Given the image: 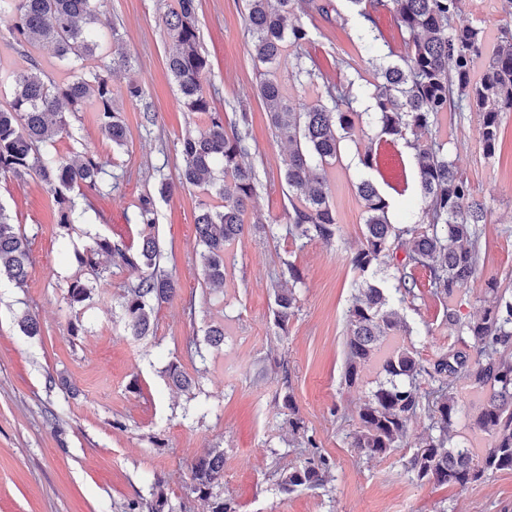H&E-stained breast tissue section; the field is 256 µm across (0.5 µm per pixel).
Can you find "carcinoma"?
<instances>
[{
  "instance_id": "1",
  "label": "carcinoma",
  "mask_w": 512,
  "mask_h": 512,
  "mask_svg": "<svg viewBox=\"0 0 512 512\" xmlns=\"http://www.w3.org/2000/svg\"><path fill=\"white\" fill-rule=\"evenodd\" d=\"M99 0H0V13L11 12L13 39L31 48L48 45L56 58L78 73L57 83L46 81L38 63L12 72L10 99L0 103V176L23 178L35 174L52 194L57 223L63 229L81 223L72 193L107 186L106 165L86 151L70 160L49 157L46 148L69 134L68 114L87 103L98 110L100 129L112 145L127 144V127L112 94L108 70L88 64L99 44L92 30ZM377 33L375 14L389 12L401 33L408 35L407 53L400 63L374 73L371 98L374 111L356 112L350 87L353 82L325 85L333 103L294 104L284 85L271 71L263 74L259 96L276 137L291 150L284 161L283 180L291 210L287 234L295 240L331 241L339 227L330 201L329 168L341 157V145L352 139L358 125L370 122L380 132L402 140L414 152L421 192L418 220L391 222L389 200L369 179L357 184L363 202L361 246L350 259L361 278L358 295L347 314L344 382L352 386L376 366L382 377L361 407L358 428L350 434V447L364 456L386 455L401 447L408 422L421 414L429 421L428 434L415 448L407 470L420 482L465 488L492 473L512 471V296L489 283L493 300L476 320L462 322L447 308L448 329L455 341L448 350L424 364L411 346L384 348L392 336H410L397 305L418 298L414 271L429 272L428 292L452 300L476 274L481 254L479 224L484 204L475 200L469 181L448 154V142L438 136L442 114L468 108L481 115L483 148L495 150L501 114L512 112V28L504 26L495 46L484 31L463 19L465 0H347ZM248 33L254 57L275 65L290 49L311 41L310 31L298 21L312 11L326 12L315 0H245ZM198 0H177L165 15L164 25L176 49L167 57L187 111L206 117L203 127L188 130L179 140L182 165L179 184L198 187L219 202H203L195 216L197 237L207 284L224 287L225 257L232 244L248 229L246 216L262 186L258 170L245 163L248 156L250 113L241 108L238 127L229 132L224 115L213 107L204 90L208 60L201 51L197 24ZM154 198L143 196L136 205L140 224L137 249L108 236L75 251L78 267L99 279L112 278V269L131 270L137 278L120 295L126 329L140 340L153 333L156 308L178 294L177 282L162 267L163 250L155 233ZM403 256H398V252ZM32 264L27 237L0 204V277L25 283ZM280 276L292 286L271 288L273 324L283 330L298 310L295 285L302 274L295 264L282 261ZM91 289L81 280L67 288L69 305L90 298ZM224 344V325L213 323L195 353L205 358L202 346ZM466 374L488 390L473 425L488 434L490 447L476 454L452 443L450 432L464 413L454 391V379ZM169 385L189 392L199 386L176 363L166 370ZM288 409V430L294 439L306 435L303 420L290 393L282 398ZM332 481L329 461L312 455L280 475L279 486L290 494L326 487ZM190 494L205 501L209 512H237L234 501L224 497V449L212 448L190 469ZM126 512H175L165 483L156 479L151 500L133 499Z\"/></svg>"
}]
</instances>
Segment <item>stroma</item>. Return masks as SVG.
Instances as JSON below:
<instances>
[{"label":"stroma","mask_w":512,"mask_h":512,"mask_svg":"<svg viewBox=\"0 0 512 512\" xmlns=\"http://www.w3.org/2000/svg\"><path fill=\"white\" fill-rule=\"evenodd\" d=\"M170 0H104L95 32L102 46L96 65L111 67L112 36L128 57L114 69L112 92L128 127V143L118 149L105 139L95 105L71 115L70 134L48 152L57 159L89 147L109 163L112 186L76 195L84 223L63 232L52 195L37 176L0 177L4 204L29 240L32 266L23 287L0 281V512H124L130 499L148 497L162 477L177 512H207L202 500L187 496L190 465L210 448L224 450V495L238 512H512V471L460 488L417 481L406 462L426 434L427 422L413 419L401 447L380 457L357 455L350 435L377 379L368 369L360 382L343 379L346 314L357 278L350 259L363 238L361 179H371L392 203L391 220L411 222L421 200L417 170L401 155V179L392 183L364 168L365 145L381 147L378 127L363 126L345 142L332 168L331 202L339 232L332 242L296 241L287 236L288 189L281 170L288 145L276 138L257 85L263 64L256 61L247 33L245 0H198L201 49L209 62L204 86L213 105L233 125L236 108L251 115L248 163L263 173V186L250 220L274 227L273 234L246 231L227 254L223 289L206 283L194 217L202 199L192 187L177 185L179 140L203 124L187 112L166 68L173 43L162 23ZM327 14L302 22L312 40L300 51L320 79H343V60L352 58L360 75L352 88L353 106L370 111L374 69L399 62L406 47L388 12L377 15L385 36L377 52L365 50L360 16L348 0H325ZM466 16L496 39L512 26L507 0H466ZM141 84L144 102L125 96L128 83ZM448 151L487 211L482 226L477 273L455 299L462 320L477 318L488 298L489 281L512 292V112L502 115L494 154L480 139L478 113L451 112L442 122ZM173 180L170 196L155 194L159 175ZM155 195L156 232L162 265L179 282L172 301L156 310L153 334L137 340L126 333L118 305L123 271L111 282L94 280L79 269L74 250L92 237L107 235L128 247L140 242L132 217L141 196ZM293 261L304 282L300 307L287 331L276 329L269 310L270 288L282 260ZM421 295L399 313L413 327L412 342L430 361L453 342L446 304L427 293L428 273L415 272ZM81 279L91 290L84 303L69 306L68 284ZM36 315L41 333L25 335L19 319ZM224 325V349L201 359L187 354L185 342L203 336L208 325ZM79 334H71V323ZM179 363L199 386L171 389L165 375ZM292 393L309 436L332 463L326 488L283 493L279 470L298 463L300 449L288 444L284 393ZM455 392L467 415L454 426L455 442L473 451L490 438L472 425L485 391L459 376Z\"/></svg>","instance_id":"stroma-1"}]
</instances>
